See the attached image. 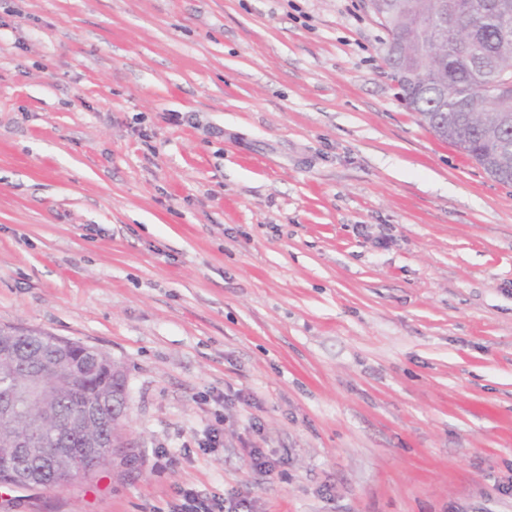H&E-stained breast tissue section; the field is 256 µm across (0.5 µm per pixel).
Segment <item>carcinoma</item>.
Instances as JSON below:
<instances>
[{
	"label": "carcinoma",
	"instance_id": "carcinoma-1",
	"mask_svg": "<svg viewBox=\"0 0 512 512\" xmlns=\"http://www.w3.org/2000/svg\"><path fill=\"white\" fill-rule=\"evenodd\" d=\"M397 12L383 14L382 23L388 38L383 43L384 59L397 81L404 100L417 112L428 127L440 138L453 143L470 156L491 177L512 183V39L499 36L503 22L508 19L487 6L489 0H448L461 19L457 27H448V33L434 48L427 51L422 43L434 37L435 31H426L424 24L433 18L434 0H396ZM405 42L416 67L420 70L427 91L417 102L409 101L407 83L402 79L397 63L388 52V45ZM59 337L49 333L25 341L30 356L52 351ZM104 363L96 373L75 383L69 381L65 370L56 375L55 391L59 394V413L63 419L74 416L79 407L91 399L104 400L112 396V359L101 354ZM19 412L8 422L0 421V453L10 447L13 436L20 429L34 426L43 438L55 437L54 424L42 418L39 404L18 400ZM95 435L90 430L72 440L67 455L46 461L35 458L27 463L28 485L49 488L47 470L55 468L68 479H80L104 467L113 455L102 457L83 471H70L67 457H81L85 439Z\"/></svg>",
	"mask_w": 512,
	"mask_h": 512
}]
</instances>
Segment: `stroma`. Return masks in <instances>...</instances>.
<instances>
[{
    "mask_svg": "<svg viewBox=\"0 0 512 512\" xmlns=\"http://www.w3.org/2000/svg\"><path fill=\"white\" fill-rule=\"evenodd\" d=\"M385 38L366 0H0V326L121 366L131 454L0 512H512V186ZM180 503L174 506L173 512H253L247 500L228 501L220 498H208L193 489H180ZM228 503V505H226Z\"/></svg>",
    "mask_w": 512,
    "mask_h": 512,
    "instance_id": "1",
    "label": "stroma"
}]
</instances>
